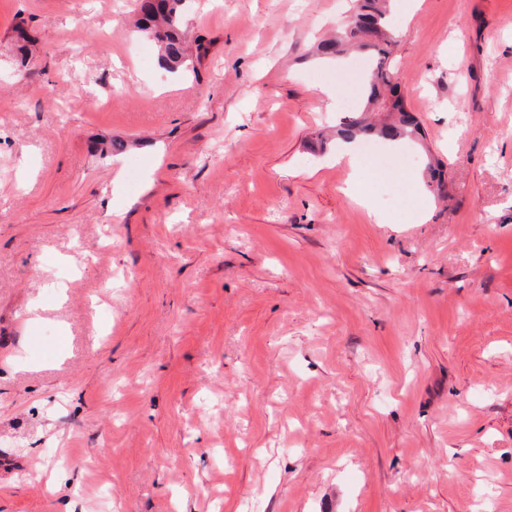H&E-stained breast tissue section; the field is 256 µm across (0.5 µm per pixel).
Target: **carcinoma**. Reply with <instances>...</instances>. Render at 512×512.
I'll list each match as a JSON object with an SVG mask.
<instances>
[{"mask_svg":"<svg viewBox=\"0 0 512 512\" xmlns=\"http://www.w3.org/2000/svg\"><path fill=\"white\" fill-rule=\"evenodd\" d=\"M142 17L137 30L159 48L165 66L177 72L186 66L189 50L188 32L184 26L186 0H138ZM388 0H354L353 12L332 39L318 45V55L335 57L344 47L368 50L369 79L365 88V104L356 115L336 127V136L344 141L373 137L385 141L415 140L420 132L418 120L407 110L398 90V71L390 65L395 40L386 15ZM376 112L396 115L394 121L374 126L361 115L367 107Z\"/></svg>","mask_w":512,"mask_h":512,"instance_id":"carcinoma-1","label":"carcinoma"}]
</instances>
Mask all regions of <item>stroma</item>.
<instances>
[{
	"mask_svg": "<svg viewBox=\"0 0 512 512\" xmlns=\"http://www.w3.org/2000/svg\"><path fill=\"white\" fill-rule=\"evenodd\" d=\"M349 5L187 0L173 73L0 0V512H512V0H397L357 177ZM353 12L332 39L318 45L321 57H336L342 47L367 49L370 57L369 79L365 88V104L356 115L336 127V136L344 141L373 137L385 141L415 140L420 132L418 120L407 110L398 90V71L390 65L396 41L390 32L386 15L388 0H354ZM389 94V95H388ZM372 106L375 112H390L396 118L381 126L365 124L364 110Z\"/></svg>",
	"mask_w": 512,
	"mask_h": 512,
	"instance_id": "stroma-1",
	"label": "stroma"
}]
</instances>
